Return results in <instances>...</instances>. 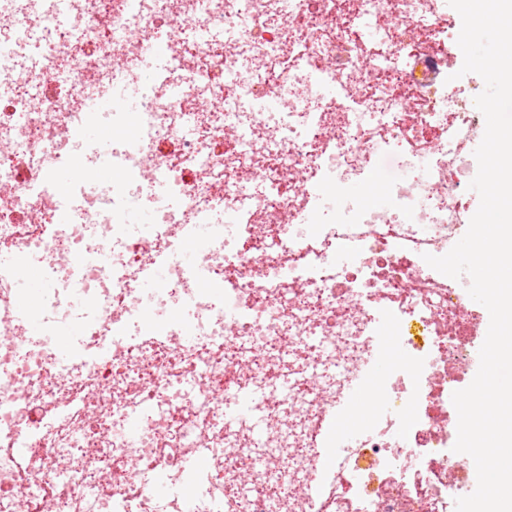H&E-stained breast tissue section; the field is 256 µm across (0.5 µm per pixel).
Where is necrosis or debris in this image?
Masks as SVG:
<instances>
[{"mask_svg":"<svg viewBox=\"0 0 512 512\" xmlns=\"http://www.w3.org/2000/svg\"><path fill=\"white\" fill-rule=\"evenodd\" d=\"M454 28L447 0H0V249L43 283L31 306L0 271V512H454L473 326L423 259L468 216ZM382 154L413 174L385 209H320ZM383 320L398 355L374 378ZM244 393L270 438L229 420ZM327 416L348 447L312 439Z\"/></svg>","mask_w":512,"mask_h":512,"instance_id":"4bbe7bcc","label":"necrosis or debris"}]
</instances>
